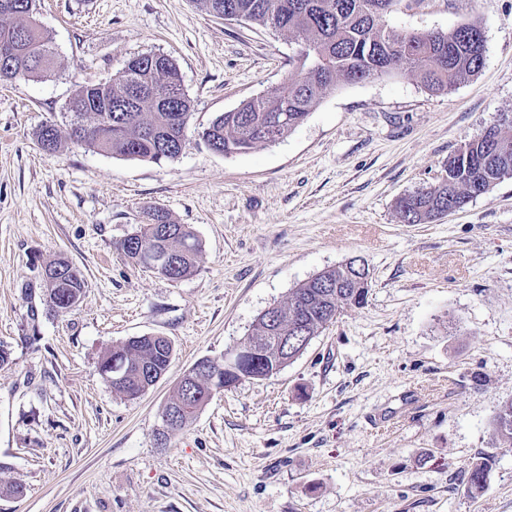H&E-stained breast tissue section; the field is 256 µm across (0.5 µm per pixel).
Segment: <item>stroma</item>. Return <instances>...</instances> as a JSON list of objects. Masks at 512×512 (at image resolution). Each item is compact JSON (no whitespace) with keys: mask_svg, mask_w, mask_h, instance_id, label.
Wrapping results in <instances>:
<instances>
[{"mask_svg":"<svg viewBox=\"0 0 512 512\" xmlns=\"http://www.w3.org/2000/svg\"><path fill=\"white\" fill-rule=\"evenodd\" d=\"M55 50L40 78L0 82V512H512V449L493 429L512 401V179L428 224L396 201L512 114V0H402V32L476 21L485 62L446 93L401 69L338 82L285 138L239 154L198 134L280 85L287 34L209 15L197 0H39ZM177 63L193 104L180 156L160 162L62 142L77 83L133 56ZM166 210L197 235L190 277L129 263L120 243ZM84 274L72 310H49L41 270ZM358 257L372 288L297 359L218 392L188 426L162 409L183 372L246 341L270 306ZM168 337V373L141 397L112 390L113 345ZM494 454L483 493L466 468ZM45 269L50 272H55L58 269L63 270L69 286V288H66V295L67 298H69V301H73L75 298L81 297L85 287V279L82 272L69 260L65 258H57L48 263Z\"/></svg>","mask_w":512,"mask_h":512,"instance_id":"stroma-1","label":"stroma"}]
</instances>
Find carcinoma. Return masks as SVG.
<instances>
[{
	"label": "carcinoma",
	"instance_id": "cac0c4a2",
	"mask_svg": "<svg viewBox=\"0 0 512 512\" xmlns=\"http://www.w3.org/2000/svg\"><path fill=\"white\" fill-rule=\"evenodd\" d=\"M7 1L0 9V82L17 77H40L52 64L54 52L49 36L33 22L36 0ZM212 16L247 22L283 31L300 51L291 62L293 72L280 86L242 101L229 112L217 115L198 133L205 147L221 144L224 154L245 152L258 144L274 143L299 126L324 95L340 80L362 82L381 77L400 67L424 87L435 92L453 89L479 72L484 64L486 40L482 28L469 23L448 32H397L379 23L398 8L402 0H197ZM70 102L81 111L70 113L66 128L46 123L37 132L45 150L57 149L72 139L74 126L83 123L89 131L76 144L98 153L160 161L175 159L186 145L192 114L175 61L163 53H144L130 58L115 78L77 86ZM512 178V119L501 120L464 144L444 167L436 184L408 194L396 203L405 224L429 223L450 206H462L473 196L487 194L497 183ZM134 266H143L141 253L157 251L178 260L169 270L174 279H184L197 269L201 244L185 224L156 209L149 222L120 244ZM63 270L69 300L81 297L85 279L65 258H57L46 270ZM334 285L327 290L324 282ZM371 282L351 277L344 266L324 271L296 288L280 305L285 326L298 325L301 335L314 338L330 323L325 310L361 306L367 301ZM277 333L260 315L249 337L263 353L258 362L247 361L237 371L224 370L212 362L211 370L180 377L163 413L178 415L176 428L192 422L216 391L244 379H263L272 370ZM173 345L164 336L147 335L112 346L101 360L100 371L116 392L135 399L169 370ZM124 365L123 377L112 380V362ZM495 432L512 447V402L493 420ZM495 456L486 453L471 462L467 492L480 493L487 486Z\"/></svg>",
	"mask_w": 512,
	"mask_h": 512
}]
</instances>
